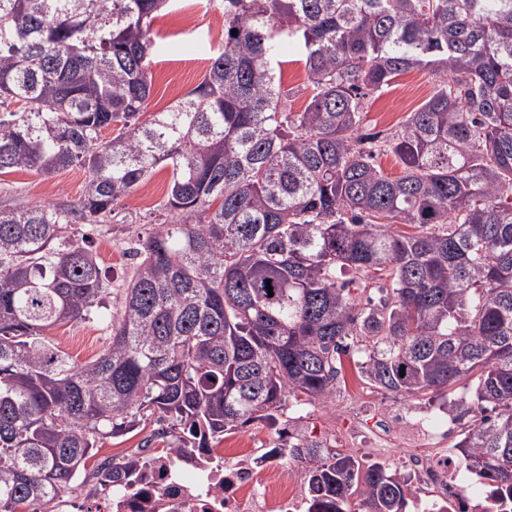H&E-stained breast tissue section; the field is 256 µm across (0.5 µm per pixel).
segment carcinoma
Returning <instances> with one entry per match:
<instances>
[{
	"mask_svg": "<svg viewBox=\"0 0 512 512\" xmlns=\"http://www.w3.org/2000/svg\"><path fill=\"white\" fill-rule=\"evenodd\" d=\"M168 2L0 0V176L89 173L73 206L0 207V512H53L97 437L154 414L183 428L176 450L274 426L286 398L336 391L353 336L371 385L471 419L466 469L512 499V0H224L201 82L142 122ZM290 43L301 112L276 83ZM425 69L434 92L384 141L391 178L364 148L363 91ZM160 165L168 219L112 288L69 229L105 223ZM345 272L387 295L357 305ZM94 316L112 342L93 361L43 337ZM296 447L309 512H402L381 465Z\"/></svg>",
	"mask_w": 512,
	"mask_h": 512,
	"instance_id": "cac0c4a2",
	"label": "carcinoma"
}]
</instances>
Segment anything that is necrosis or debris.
Instances as JSON below:
<instances>
[{
    "label": "necrosis or debris",
    "instance_id": "1",
    "mask_svg": "<svg viewBox=\"0 0 512 512\" xmlns=\"http://www.w3.org/2000/svg\"><path fill=\"white\" fill-rule=\"evenodd\" d=\"M299 452L284 448H185L181 452L134 453L126 482L99 479L94 499L60 498L62 512H307L309 497L287 460ZM416 512H484L485 500L469 496L460 467L447 453H414L407 462ZM271 473L259 481V472ZM435 487L427 498L425 487Z\"/></svg>",
    "mask_w": 512,
    "mask_h": 512
}]
</instances>
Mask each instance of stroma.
<instances>
[{
	"label": "stroma",
	"mask_w": 512,
	"mask_h": 512,
	"mask_svg": "<svg viewBox=\"0 0 512 512\" xmlns=\"http://www.w3.org/2000/svg\"><path fill=\"white\" fill-rule=\"evenodd\" d=\"M152 31L157 52L151 67L147 109L151 116L168 110L200 83L207 69L206 54L216 52L224 43V9L219 0H177L159 12ZM434 86L431 73L410 71L397 76L389 87L368 93L363 99L365 132L383 137L394 134L409 112L429 98ZM170 176L167 168L157 167L144 185L114 204L107 224L92 230L79 222L73 225L75 236L89 234L100 265L113 283H120L132 272L130 240L152 231L160 222ZM87 180L86 170L78 166L50 176L18 170L0 176V204L71 205L82 195ZM44 336L79 363L97 358L111 341L109 328L95 318L56 326L45 331ZM364 359V353L356 348L343 355L340 381L328 399L308 404L287 400L279 412L277 427L257 420L215 440V447L277 448L285 444L287 437L298 435L327 443L332 450L361 461L380 463L404 483L409 476L401 459L408 450L458 455L457 444L466 422L451 421L437 395H399L370 385L358 368ZM155 428L156 423L151 420L118 437H100L88 467L106 459H121L137 448L170 447L174 436L155 435Z\"/></svg>",
	"instance_id": "obj_1"
}]
</instances>
